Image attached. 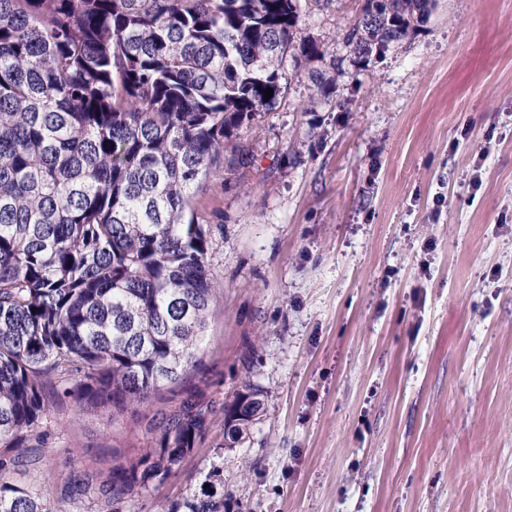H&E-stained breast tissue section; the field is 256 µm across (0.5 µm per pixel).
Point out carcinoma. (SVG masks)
I'll return each instance as SVG.
<instances>
[{
	"mask_svg": "<svg viewBox=\"0 0 512 512\" xmlns=\"http://www.w3.org/2000/svg\"><path fill=\"white\" fill-rule=\"evenodd\" d=\"M430 5L363 0L328 58L301 35L300 0H0V512H53L11 473L48 444L56 403L80 417L172 402L143 416L144 446L109 470L99 512L163 485L217 416L245 439L262 391L205 393L220 284L197 194L223 172L224 140L301 70L315 112L347 59L405 41ZM217 473L166 512H224Z\"/></svg>",
	"mask_w": 512,
	"mask_h": 512,
	"instance_id": "1",
	"label": "carcinoma"
}]
</instances>
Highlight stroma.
Wrapping results in <instances>:
<instances>
[{
    "instance_id": "35a3bbf8",
    "label": "stroma",
    "mask_w": 512,
    "mask_h": 512,
    "mask_svg": "<svg viewBox=\"0 0 512 512\" xmlns=\"http://www.w3.org/2000/svg\"><path fill=\"white\" fill-rule=\"evenodd\" d=\"M301 8L332 54L361 0ZM310 86L235 130L249 164L199 192L224 284L210 392L248 381L264 410L120 512H165L214 466L224 512H512V0H432L314 112ZM48 429L13 477L56 495L142 441L128 413L60 405Z\"/></svg>"
}]
</instances>
